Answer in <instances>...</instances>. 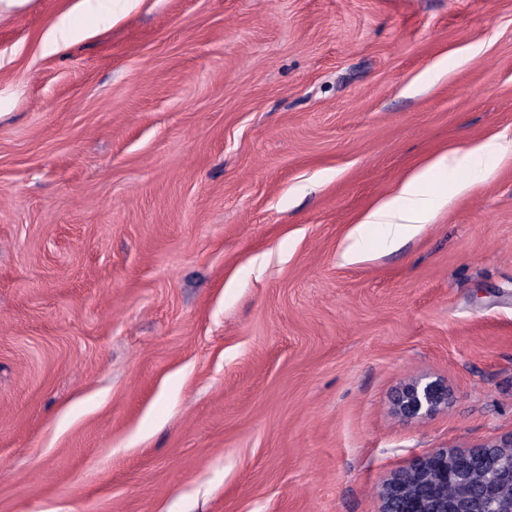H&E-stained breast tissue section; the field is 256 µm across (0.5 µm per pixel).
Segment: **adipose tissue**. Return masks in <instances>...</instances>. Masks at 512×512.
Listing matches in <instances>:
<instances>
[{
	"label": "adipose tissue",
	"instance_id": "ef3b65f1",
	"mask_svg": "<svg viewBox=\"0 0 512 512\" xmlns=\"http://www.w3.org/2000/svg\"><path fill=\"white\" fill-rule=\"evenodd\" d=\"M142 0H74L59 14L41 37L44 53L55 54L76 41L96 34L100 24L117 21ZM512 147L498 134L474 144L467 151L436 155L408 173L391 195L369 207L348 232L341 259L351 264L369 252L372 234H379L385 249L399 248L417 236L430 218L448 204L449 197L463 196L491 175V160ZM452 176V189H445L443 176Z\"/></svg>",
	"mask_w": 512,
	"mask_h": 512
}]
</instances>
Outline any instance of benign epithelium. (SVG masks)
<instances>
[{
	"label": "benign epithelium",
	"mask_w": 512,
	"mask_h": 512,
	"mask_svg": "<svg viewBox=\"0 0 512 512\" xmlns=\"http://www.w3.org/2000/svg\"><path fill=\"white\" fill-rule=\"evenodd\" d=\"M440 381L412 380L392 396L405 421L448 408ZM379 512H512V434L469 449L438 448L383 477Z\"/></svg>",
	"instance_id": "7a95c632"
}]
</instances>
